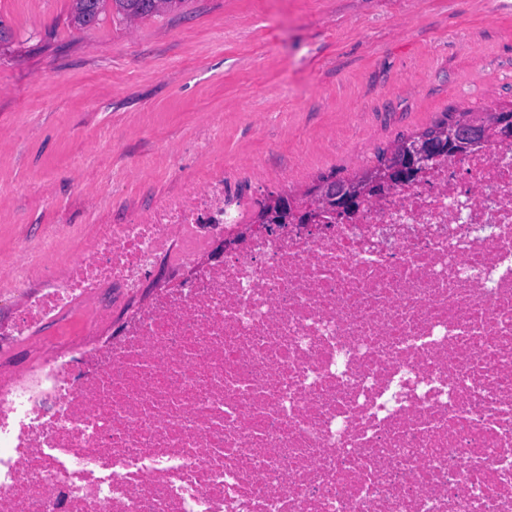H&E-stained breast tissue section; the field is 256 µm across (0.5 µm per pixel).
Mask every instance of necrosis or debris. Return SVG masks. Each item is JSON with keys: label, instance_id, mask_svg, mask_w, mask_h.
<instances>
[{"label": "necrosis or debris", "instance_id": "4bbe7bcc", "mask_svg": "<svg viewBox=\"0 0 512 512\" xmlns=\"http://www.w3.org/2000/svg\"><path fill=\"white\" fill-rule=\"evenodd\" d=\"M249 213L219 168L12 263L0 512H512V142L204 263Z\"/></svg>", "mask_w": 512, "mask_h": 512}]
</instances>
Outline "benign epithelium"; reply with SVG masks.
<instances>
[{
    "label": "benign epithelium",
    "mask_w": 512,
    "mask_h": 512,
    "mask_svg": "<svg viewBox=\"0 0 512 512\" xmlns=\"http://www.w3.org/2000/svg\"><path fill=\"white\" fill-rule=\"evenodd\" d=\"M489 138L512 139V113L490 111L466 122H450L396 144L385 160L361 180H325L300 196L271 193L247 224L219 240L209 259L224 257V250L252 231L276 232L288 225L322 224L332 218H355L371 200L407 183L444 156L463 157Z\"/></svg>",
    "instance_id": "7a95c632"
}]
</instances>
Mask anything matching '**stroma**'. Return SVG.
Instances as JSON below:
<instances>
[{
    "instance_id": "35a3bbf8",
    "label": "stroma",
    "mask_w": 512,
    "mask_h": 512,
    "mask_svg": "<svg viewBox=\"0 0 512 512\" xmlns=\"http://www.w3.org/2000/svg\"><path fill=\"white\" fill-rule=\"evenodd\" d=\"M0 0V254L99 225L223 168L262 201L350 179L446 116L512 106V0H188L71 25Z\"/></svg>"
}]
</instances>
